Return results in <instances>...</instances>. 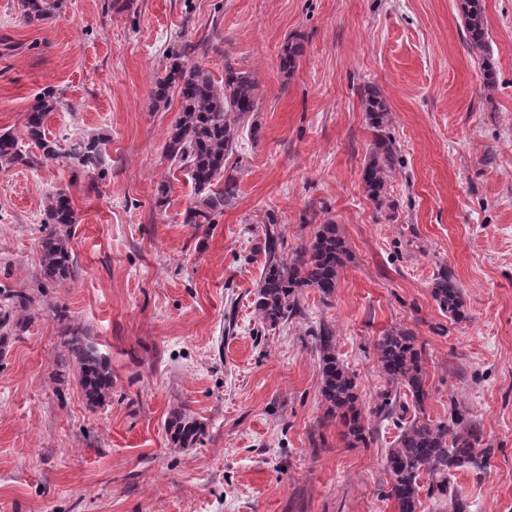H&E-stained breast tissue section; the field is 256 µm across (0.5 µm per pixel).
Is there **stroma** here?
Instances as JSON below:
<instances>
[{"instance_id": "1", "label": "stroma", "mask_w": 512, "mask_h": 512, "mask_svg": "<svg viewBox=\"0 0 512 512\" xmlns=\"http://www.w3.org/2000/svg\"><path fill=\"white\" fill-rule=\"evenodd\" d=\"M484 4L490 89L459 0H62L37 25L0 0V132L24 137L52 86L65 104L47 138L100 135L107 161L93 177L63 159L0 171V289L27 292L34 313L0 349V512H394L384 459L396 428L350 448L341 423L322 421V324L366 413L387 386L378 337L410 329L427 416L447 421L457 405L494 450L451 490L469 512H512V0ZM294 38L303 53L286 80ZM177 39L215 79L229 56L259 86L260 130L228 160L239 195L213 224L187 223L192 181L166 156L179 96H152ZM368 83L390 103L403 160L382 210L361 181ZM61 188L77 273L57 285L39 241L45 197ZM327 222L349 249L333 294L304 289L300 316L263 326L253 294L267 231L288 253ZM444 268L465 320L431 296ZM58 307L111 364L104 406L57 364ZM177 407L205 425L192 447L167 433Z\"/></svg>"}]
</instances>
